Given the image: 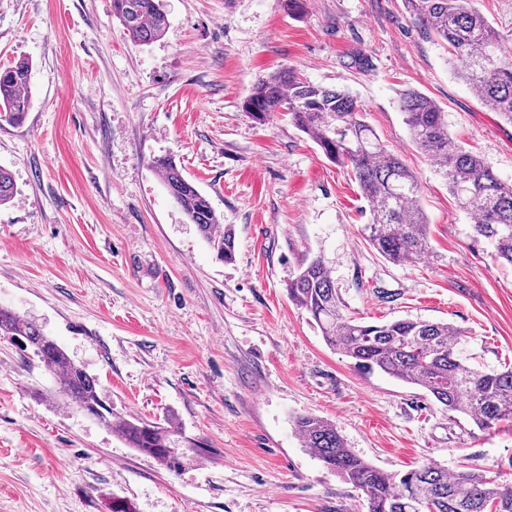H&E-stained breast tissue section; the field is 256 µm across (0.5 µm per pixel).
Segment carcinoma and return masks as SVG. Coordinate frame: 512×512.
Returning <instances> with one entry per match:
<instances>
[{"mask_svg": "<svg viewBox=\"0 0 512 512\" xmlns=\"http://www.w3.org/2000/svg\"><path fill=\"white\" fill-rule=\"evenodd\" d=\"M404 2L414 20L448 46L456 76L487 108L512 123V49L503 45L474 0ZM112 13L135 43H151L166 32L160 0H112ZM30 83L31 65L26 61L0 69L1 121H25L33 105ZM399 109L414 148L437 166L460 207L476 216L474 233L490 242L495 259L512 265V182L499 178L479 155L455 142L445 112L427 95L407 89L400 94ZM243 110L259 124L276 112L284 113L327 159L352 170L370 215L362 232L380 255L393 263H418L428 254V219L419 203L418 180L385 148L366 122V109L351 93L312 84L294 68L283 67L255 82ZM153 167L216 259L233 261V225L222 224L208 197L184 177L174 159L159 157ZM16 193L11 173L0 168V205L11 202ZM286 290L325 343L358 368L420 387L482 431L512 420V367L485 369L466 362L458 351L461 330L423 319L351 320L320 255H301ZM0 338L22 340L23 348L57 380L58 393L68 406L79 412L94 406L104 410L106 427L127 447L171 472L185 466L186 449L196 444L182 436L176 422L117 417L100 395L96 378L35 321L0 306ZM294 429L302 447L329 472L362 491L368 512H512V484L499 483L480 470L450 474L424 464L403 474L388 473L354 454L336 427L320 417L299 415Z\"/></svg>", "mask_w": 512, "mask_h": 512, "instance_id": "cac0c4a2", "label": "carcinoma"}]
</instances>
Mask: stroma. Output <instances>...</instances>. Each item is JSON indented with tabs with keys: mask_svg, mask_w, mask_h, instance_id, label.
<instances>
[{
	"mask_svg": "<svg viewBox=\"0 0 512 512\" xmlns=\"http://www.w3.org/2000/svg\"><path fill=\"white\" fill-rule=\"evenodd\" d=\"M165 35L137 45L112 0H0V68L32 66L24 123L0 121V304L31 318L98 380L123 418L172 417L197 447L177 473L128 448L54 393L0 339V512H366L294 432L336 426L372 465L476 468L512 482V422L481 431L427 392L357 371L328 348L285 283L322 254L349 316L421 318L465 333L474 362L512 366V266L476 236L398 107L413 88L454 140L512 179V124L482 106L403 0H162ZM353 94L420 184L430 252L395 264L363 238L351 172L281 116L242 102L281 67ZM173 156L234 227L216 260L169 196Z\"/></svg>",
	"mask_w": 512,
	"mask_h": 512,
	"instance_id": "35a3bbf8",
	"label": "stroma"
}]
</instances>
